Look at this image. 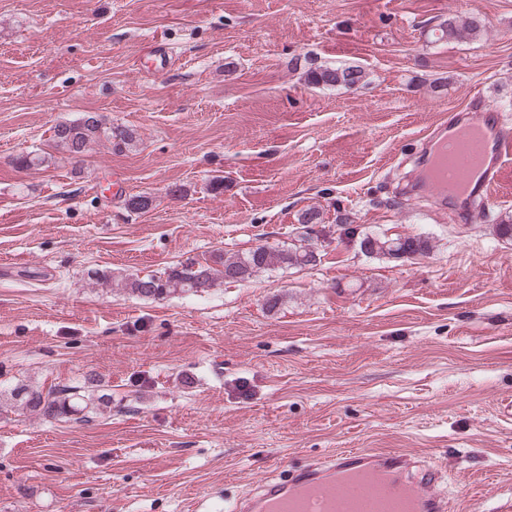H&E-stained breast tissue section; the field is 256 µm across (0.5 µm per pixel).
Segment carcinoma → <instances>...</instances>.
I'll return each mask as SVG.
<instances>
[{
  "instance_id": "carcinoma-1",
  "label": "carcinoma",
  "mask_w": 512,
  "mask_h": 512,
  "mask_svg": "<svg viewBox=\"0 0 512 512\" xmlns=\"http://www.w3.org/2000/svg\"><path fill=\"white\" fill-rule=\"evenodd\" d=\"M483 30L482 20L471 16L459 22L448 19L441 25L442 37L450 42L466 43L476 39ZM364 72L356 65L321 66L310 69L305 81L314 86L355 88L362 83ZM106 141L115 148L130 147L136 141L135 130L105 122L98 115L60 122L53 126V147L71 158L82 156L87 147ZM153 199L147 194H136L124 199L130 213L148 211ZM319 211L309 208L300 218L304 232L300 244L288 248L258 245L245 252L231 255L216 253L203 262L188 260L169 266L157 274L129 276L123 286L128 294L141 299L162 300L181 294L204 292L229 276L244 281L256 273L274 269L314 266L317 252L312 241L314 226L319 223ZM360 251L369 256L408 259L429 250V241L421 236L393 237L384 232L364 233L359 236ZM96 378L87 376L83 382L70 386H51L47 389L19 384L10 389V397L17 407L44 420H73L89 423L104 415L112 406V395L97 393Z\"/></svg>"
}]
</instances>
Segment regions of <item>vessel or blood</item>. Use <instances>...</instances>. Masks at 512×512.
Wrapping results in <instances>:
<instances>
[{
  "instance_id": "vessel-or-blood-1",
  "label": "vessel or blood",
  "mask_w": 512,
  "mask_h": 512,
  "mask_svg": "<svg viewBox=\"0 0 512 512\" xmlns=\"http://www.w3.org/2000/svg\"><path fill=\"white\" fill-rule=\"evenodd\" d=\"M419 178L450 221L473 223L496 201L500 172L512 158V127L483 95L437 123L425 137ZM380 487L382 502L354 496V483ZM438 471L411 456L381 448L337 451L268 479L239 499L234 512H448Z\"/></svg>"
}]
</instances>
